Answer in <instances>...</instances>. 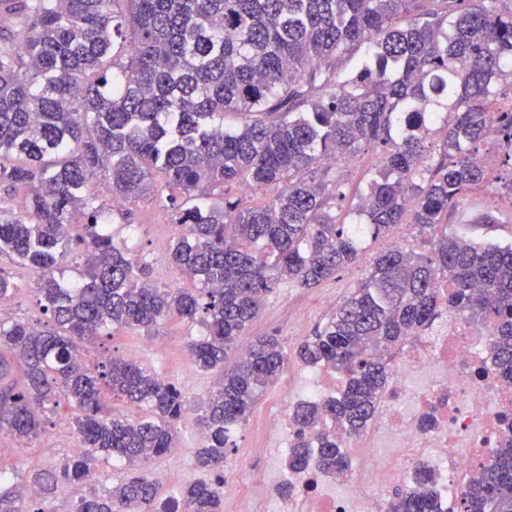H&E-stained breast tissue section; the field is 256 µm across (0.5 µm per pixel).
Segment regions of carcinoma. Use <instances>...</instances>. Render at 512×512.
I'll return each instance as SVG.
<instances>
[{"mask_svg":"<svg viewBox=\"0 0 512 512\" xmlns=\"http://www.w3.org/2000/svg\"><path fill=\"white\" fill-rule=\"evenodd\" d=\"M0 0L17 13L0 47V186L30 188L25 214L0 217V256L32 270L40 326L0 320V432L38 438L65 403L82 451L25 481L0 478V512H46L63 486L101 459L145 465L176 446V422L197 407L196 464L213 474L185 487V512H222L233 429L276 383L289 356L275 336L231 367L237 338L284 282L313 288L363 259L360 243L399 224L419 245L377 253L329 321L293 352L331 366L341 389L299 402L286 467L344 475V439L363 432L389 376L386 352L448 310L490 319L493 366L512 382V243L448 231V215L489 182V128L512 140V0ZM240 115L243 124L224 125ZM378 149L347 223L333 164ZM277 194L250 205L246 187ZM160 197L177 232L168 259L193 289L158 285L148 262L116 241L112 202ZM82 222H74L75 215ZM80 272L64 280L63 259ZM446 285L442 294L438 284ZM201 325L190 355L215 377L191 401L132 359L84 363L86 342ZM23 383L10 380L13 367ZM133 404L130 419L113 401ZM329 417L337 430L322 427ZM462 491L461 512H512V416ZM394 492L388 512H441L431 473ZM150 473L117 478L72 512H152Z\"/></svg>","mask_w":512,"mask_h":512,"instance_id":"obj_1","label":"carcinoma"}]
</instances>
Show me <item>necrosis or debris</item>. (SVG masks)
<instances>
[{"instance_id": "1", "label": "necrosis or debris", "mask_w": 512, "mask_h": 512, "mask_svg": "<svg viewBox=\"0 0 512 512\" xmlns=\"http://www.w3.org/2000/svg\"><path fill=\"white\" fill-rule=\"evenodd\" d=\"M493 326L449 313L390 355V374L366 430L345 446V478L314 468L266 478L256 490L265 512H386L383 491L413 484L418 468L435 478L445 512H458L466 476L489 457L500 416L512 412V384L494 371ZM335 369L313 368L289 378L288 400L320 402L336 392ZM290 494H282V486Z\"/></svg>"}]
</instances>
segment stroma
<instances>
[{
  "label": "stroma",
  "instance_id": "35a3bbf8",
  "mask_svg": "<svg viewBox=\"0 0 512 512\" xmlns=\"http://www.w3.org/2000/svg\"><path fill=\"white\" fill-rule=\"evenodd\" d=\"M492 212L499 216L496 224H479V214ZM450 224L468 223L471 236L495 242H512V205L502 197H488L486 189L477 188L466 194L450 218ZM112 229L116 236H124L125 224L137 227L138 250L150 262L153 279L161 284H179L190 287L187 279L177 278L167 259V249L175 228L159 207L155 197L149 196L122 205L113 212ZM17 284L12 296L14 316L31 322L43 321L44 316L36 302L34 292L36 276L33 271L13 264L8 258L0 259ZM367 272L359 263L340 269L336 276L313 288H300L288 283L271 292L263 310L244 334L246 341L260 336L278 337L286 351H294L297 343L324 325L333 313L327 299L343 301L363 280ZM201 334L199 325L179 320L161 323L151 331H130L116 334L110 342L114 355L122 356L155 370L169 379L191 398L206 396L212 385L211 374L202 372L192 361L188 345ZM286 396L281 385L263 391L246 423L232 436L235 446L224 464L223 512H261L263 504L254 496L246 495L247 486L263 479L268 468H283L286 454L278 448L255 453L254 448L265 439L264 419L273 409L283 405ZM53 426L29 446L17 449L15 454L0 457V468L13 480H20L33 469L49 470L59 465L71 453L75 438L71 413L59 407L53 417ZM180 454H169L156 459L155 464L172 471L176 481L160 486L159 497L180 494L190 482L204 479L205 471L195 465V454L201 445L195 416L185 417L177 426Z\"/></svg>",
  "mask_w": 512,
  "mask_h": 512
}]
</instances>
